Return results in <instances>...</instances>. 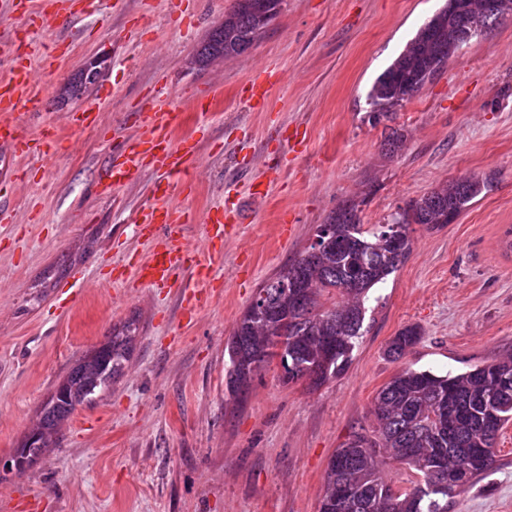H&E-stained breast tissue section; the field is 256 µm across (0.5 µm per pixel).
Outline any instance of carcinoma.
<instances>
[{"label":"carcinoma","mask_w":512,"mask_h":512,"mask_svg":"<svg viewBox=\"0 0 512 512\" xmlns=\"http://www.w3.org/2000/svg\"><path fill=\"white\" fill-rule=\"evenodd\" d=\"M486 15L476 18L470 0H446L419 28L404 51L376 78L367 93L372 123L384 124L390 153L404 146V134L388 125L398 106L417 95L460 47L468 32L483 31L512 15V0H485ZM272 19L261 0H234L224 22L210 30L195 56L205 68L240 55L264 33ZM94 80L79 71L60 89V97L80 96ZM491 176L474 173L439 185L414 200L384 224H362L356 203L344 201L328 215V243L309 246L265 280L257 293L263 308L247 305L225 344L224 378L228 392L243 396L271 366L269 352L281 348L279 380L289 385L318 375L320 386L345 372L364 336L366 303L371 289L385 283L408 257L410 226L438 230L448 212L461 213L487 190ZM420 339L407 325L386 349L398 361ZM136 340L128 322L88 350L42 403L36 420L0 469V481L25 472L56 447L64 425L79 406H90L112 389L125 372ZM512 354L468 371L437 375L404 368L376 394L371 432H360L333 457L351 454L354 465L343 471L330 462L319 512H448L456 480L471 484L498 462L500 430L512 421ZM415 470L419 482L409 492L394 493L381 475V455Z\"/></svg>","instance_id":"1"}]
</instances>
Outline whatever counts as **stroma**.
<instances>
[{
    "label": "stroma",
    "instance_id": "stroma-1",
    "mask_svg": "<svg viewBox=\"0 0 512 512\" xmlns=\"http://www.w3.org/2000/svg\"><path fill=\"white\" fill-rule=\"evenodd\" d=\"M66 56L48 46L68 22L26 36L40 90L28 111L58 124L51 160L18 159L19 182L1 194L0 461L75 361L135 320L136 347L111 392L76 410L59 445L26 472L0 481V512H318L330 457L370 427L372 401L400 367L461 373L512 352V16L471 40L425 88L396 110L406 144L386 155L366 96L444 0H284L246 53L198 68L193 57L232 0H189L191 23L163 0H97ZM102 75L77 99L67 79L91 62ZM285 71L264 107L242 93L264 67ZM215 96L192 110L196 92ZM176 92L174 138L193 136L205 160L192 190L146 170L110 195L93 185L108 154L136 134L132 112L148 96ZM96 106L102 130L68 128ZM305 133L307 149L285 140ZM277 167L266 176L267 167ZM489 191L456 223L414 226L412 251L370 292L367 331L338 378L283 385L278 367L234 399L224 343L262 281L313 240L317 224L354 200L362 223L381 224L432 188L470 173ZM164 195L194 218L186 243L212 262L193 320L178 291L113 284L112 265L144 257L136 221ZM242 204L235 235L208 240L197 219ZM415 324L419 342L401 362L388 342ZM496 468L458 491L448 512H512V422Z\"/></svg>",
    "mask_w": 512,
    "mask_h": 512
}]
</instances>
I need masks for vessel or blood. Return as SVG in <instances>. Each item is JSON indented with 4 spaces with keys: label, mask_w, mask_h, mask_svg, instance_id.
Segmentation results:
<instances>
[{
    "label": "vessel or blood",
    "mask_w": 512,
    "mask_h": 512,
    "mask_svg": "<svg viewBox=\"0 0 512 512\" xmlns=\"http://www.w3.org/2000/svg\"><path fill=\"white\" fill-rule=\"evenodd\" d=\"M19 9L28 24H46L54 18H71V0H6ZM30 67L20 59L0 58V145L14 156L22 157L30 150L20 116L36 96V86L25 80ZM177 119L175 95L154 98L140 107L136 116V135L111 159L100 181L95 185L103 193L132 185L144 169L166 174H187L203 165V157L192 138L173 140L172 129ZM36 134L45 158H53L61 143L56 125L38 124ZM241 213L215 208L203 214L201 223L209 238H223L234 224L240 223ZM188 216L180 209L155 203L145 207L138 218L139 233L148 243L149 255L140 260L131 277L136 288H179L185 274H192L196 283H206L207 269L198 263L185 244Z\"/></svg>",
    "instance_id": "obj_1"
}]
</instances>
